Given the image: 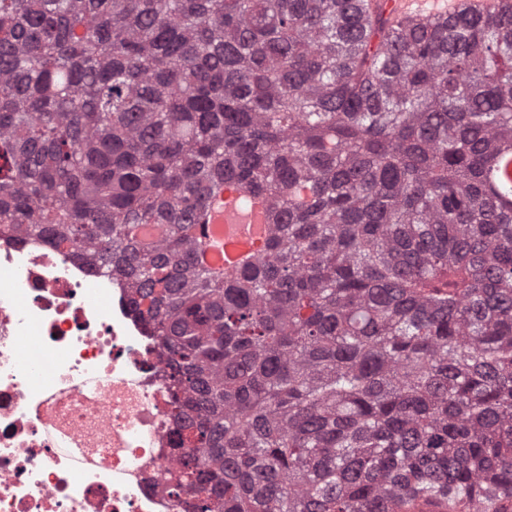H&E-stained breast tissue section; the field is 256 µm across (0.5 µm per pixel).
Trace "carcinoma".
I'll return each instance as SVG.
<instances>
[{"label":"carcinoma","instance_id":"obj_1","mask_svg":"<svg viewBox=\"0 0 512 512\" xmlns=\"http://www.w3.org/2000/svg\"><path fill=\"white\" fill-rule=\"evenodd\" d=\"M511 160L512 12L0 0V227L128 289L174 512H512ZM226 191L267 205L230 273Z\"/></svg>","mask_w":512,"mask_h":512}]
</instances>
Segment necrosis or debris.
I'll return each instance as SVG.
<instances>
[{
    "instance_id": "obj_1",
    "label": "necrosis or debris",
    "mask_w": 512,
    "mask_h": 512,
    "mask_svg": "<svg viewBox=\"0 0 512 512\" xmlns=\"http://www.w3.org/2000/svg\"><path fill=\"white\" fill-rule=\"evenodd\" d=\"M167 413L120 282L0 233V512H173Z\"/></svg>"
}]
</instances>
